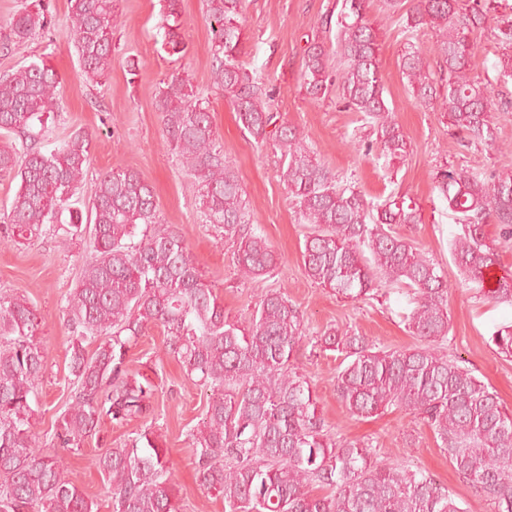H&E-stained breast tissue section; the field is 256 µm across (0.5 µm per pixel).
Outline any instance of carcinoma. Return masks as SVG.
I'll return each instance as SVG.
<instances>
[{"label": "carcinoma", "mask_w": 512, "mask_h": 512, "mask_svg": "<svg viewBox=\"0 0 512 512\" xmlns=\"http://www.w3.org/2000/svg\"><path fill=\"white\" fill-rule=\"evenodd\" d=\"M118 0H68L66 39L85 81L100 84L112 66ZM179 0H167L164 45L182 56ZM493 0H416L399 16L405 31L435 29L439 72L415 45L400 68L416 99L440 109L468 144L491 145L489 82L471 75L481 28ZM244 0H206L211 31L212 80L236 103L239 119L256 140L280 152V178L297 222L311 225L301 257L308 277L337 296L361 300L377 284L404 294L409 331L421 344L381 350L365 337L329 329L318 339L342 356L336 395L351 415L367 417L394 407L424 420L457 475L497 512H512V413L472 371L441 351L448 337V280L441 266L395 230L420 224L419 207L403 196L369 200L315 161L297 128L277 123L270 111L275 87L241 60ZM370 0H342L336 47L313 42L305 50L301 79L313 101L336 85L372 129L367 150L389 163L408 143L384 97L378 35L367 14ZM44 0L5 20L0 52L51 33ZM504 52L495 79L512 80V20L499 29ZM339 57L338 77L330 55ZM60 81L44 59L0 75V177L18 181L0 236L29 243L47 224L63 241L85 235L92 249L77 287L67 298L71 329L72 402L59 416L44 450L34 432L36 387L46 348L36 309L20 297L0 296V512H94L95 503L65 476L56 449L78 448L109 420L123 425L149 419L158 393L127 366L128 353L152 326L163 329L168 354L187 380L210 391L205 418L192 435L203 489L224 498V512H466L434 478L398 463H380L367 446L333 438L318 409L311 381L294 365L305 336L303 318L288 297L261 290L244 326L225 317L214 286L195 265L185 239L163 224L151 187L138 172L117 166L99 178L91 204L79 184L90 165L92 135L73 132L53 149L40 139L59 109ZM160 112L171 150L199 188L197 223L211 224L234 247L241 276L256 285L278 264L268 239L251 227L244 191L224 159L209 103L189 75L159 82ZM434 188L461 226L450 244L465 283L498 304L512 306V276L490 279L499 253L489 240V219L503 242L512 241V162L488 176L441 169ZM102 338L94 353L84 343ZM512 358V323L490 336ZM112 512H179L171 483L169 449L151 424L120 447L94 459Z\"/></svg>", "instance_id": "obj_1"}]
</instances>
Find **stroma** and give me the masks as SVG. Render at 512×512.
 Listing matches in <instances>:
<instances>
[{"label": "stroma", "mask_w": 512, "mask_h": 512, "mask_svg": "<svg viewBox=\"0 0 512 512\" xmlns=\"http://www.w3.org/2000/svg\"><path fill=\"white\" fill-rule=\"evenodd\" d=\"M371 2L368 17L379 34L384 96L410 144L407 155L392 165L366 153L364 146L371 135L359 113L347 110L335 94L311 101L301 87L304 51L314 41L333 43L335 34L325 29L323 20L338 14L342 0H247L241 24L243 59L275 86L272 111L298 128L318 162L335 173L340 183L354 185L370 199L399 193L417 203L421 223L400 226L399 231L435 258L448 279L450 329L443 349L512 411V360L499 355L490 341L496 326L512 322V307L489 303L477 289L462 286L450 256V242L460 226L433 189L434 175L442 167L487 173L512 161V84L496 83L493 69L500 51L501 13L490 11L484 27L476 31L478 49L472 61L474 74L491 82L490 120L497 141L489 148L463 145L461 133L442 112L416 102L401 73L400 57L409 42L429 63H436L435 31L424 27L407 35L397 16L387 14L382 0ZM50 9L55 20L52 39L30 41L9 55L0 54V74L46 54L61 88L59 110L48 122L45 141L57 142L79 128L93 135L91 164L79 188L80 197L93 198L100 175L112 167L140 173L153 190L163 222L184 236L196 266L214 284L225 315L247 323L257 290L238 279L233 247L213 227L197 223L196 183L172 153L154 107L160 80L175 71L188 73L197 91L210 100L224 158L245 192L251 222L279 256L264 285L280 289L303 314L306 336L297 365L310 377L333 437L372 448L378 461L396 459L409 469L431 475L448 487L465 512H494L490 501L459 478L432 430L420 419L394 408L357 417L338 401L335 384L340 360L336 352L316 347L317 336L333 328L366 336L383 350L414 347L419 340L402 319L407 300L379 287L365 299L344 301L306 275L301 259L306 229L297 223L288 190L279 177L280 154L244 131L236 104L212 84L204 0H179L181 34L187 44V53L180 59L169 56L163 46L165 0H119L117 50L108 77L95 87L84 81L75 50L64 35L68 0H50ZM89 249L88 241L79 239L61 249L53 230L26 245L0 241V296L25 298L42 318L47 358L38 386L34 430L46 444L74 393L65 299L77 284ZM164 340L162 328H148L130 351L128 366L158 386L153 403L155 427L174 463L180 512H224L222 497L199 488L193 457L191 433L205 416L207 391L185 380L179 363L167 355ZM139 427L136 420L122 426L104 423L99 436L63 454L68 477L97 501L98 512H112V507L93 459L105 448L124 443Z\"/></svg>", "instance_id": "obj_1"}]
</instances>
